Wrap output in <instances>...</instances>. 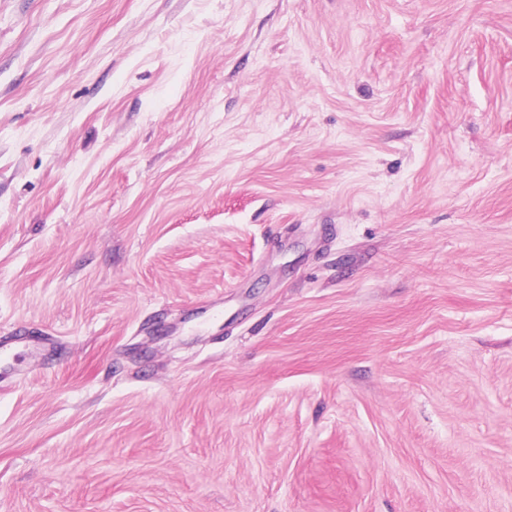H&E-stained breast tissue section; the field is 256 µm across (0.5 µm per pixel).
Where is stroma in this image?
<instances>
[{
	"label": "stroma",
	"mask_w": 512,
	"mask_h": 512,
	"mask_svg": "<svg viewBox=\"0 0 512 512\" xmlns=\"http://www.w3.org/2000/svg\"><path fill=\"white\" fill-rule=\"evenodd\" d=\"M0 512H512V0H0Z\"/></svg>",
	"instance_id": "35a3bbf8"
}]
</instances>
